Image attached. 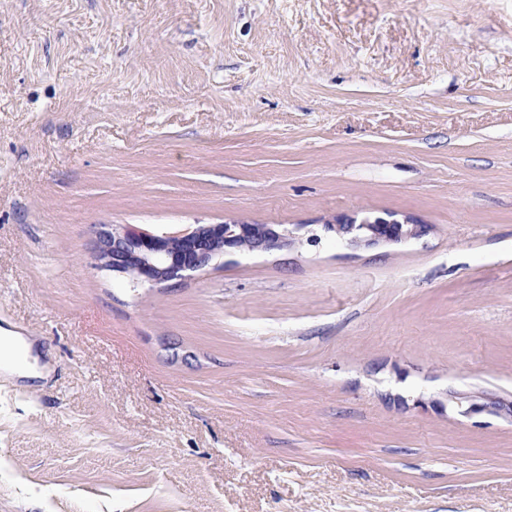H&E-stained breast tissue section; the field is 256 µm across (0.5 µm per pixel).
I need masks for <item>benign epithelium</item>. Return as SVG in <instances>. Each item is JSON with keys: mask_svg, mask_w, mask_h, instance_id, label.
Here are the masks:
<instances>
[{"mask_svg": "<svg viewBox=\"0 0 512 512\" xmlns=\"http://www.w3.org/2000/svg\"><path fill=\"white\" fill-rule=\"evenodd\" d=\"M390 226L391 223L377 219L364 228L371 232L373 241H395L397 237L385 232ZM245 240L254 251L288 247V236L269 224L233 221L162 235L130 224H102L97 230L95 252L100 267L131 274L139 282L158 284L175 278L181 271L209 266L224 253L240 249Z\"/></svg>", "mask_w": 512, "mask_h": 512, "instance_id": "benign-epithelium-1", "label": "benign epithelium"}]
</instances>
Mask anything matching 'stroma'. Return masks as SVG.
Masks as SVG:
<instances>
[{
    "mask_svg": "<svg viewBox=\"0 0 512 512\" xmlns=\"http://www.w3.org/2000/svg\"><path fill=\"white\" fill-rule=\"evenodd\" d=\"M0 327V512H512V0H0ZM251 250L268 252L288 247V236L269 224L233 221L198 225L156 235L134 225L102 224L96 234L95 252L100 267L131 274L143 283L172 280L181 271H196L231 250L242 241Z\"/></svg>",
    "mask_w": 512,
    "mask_h": 512,
    "instance_id": "stroma-1",
    "label": "stroma"
}]
</instances>
